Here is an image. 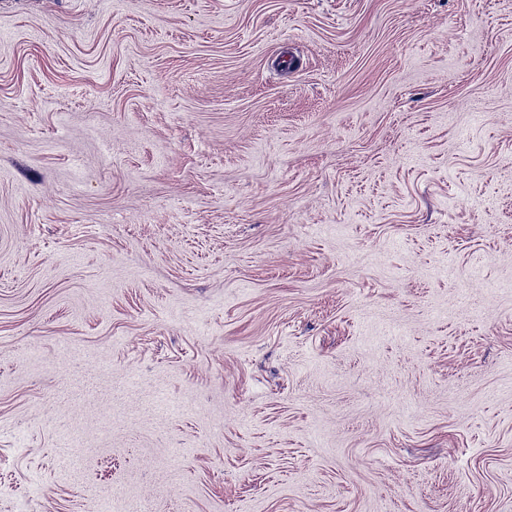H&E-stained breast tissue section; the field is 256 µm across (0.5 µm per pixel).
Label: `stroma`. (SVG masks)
<instances>
[{"instance_id":"35a3bbf8","label":"stroma","mask_w":512,"mask_h":512,"mask_svg":"<svg viewBox=\"0 0 512 512\" xmlns=\"http://www.w3.org/2000/svg\"><path fill=\"white\" fill-rule=\"evenodd\" d=\"M512 512V0H0V512Z\"/></svg>"}]
</instances>
